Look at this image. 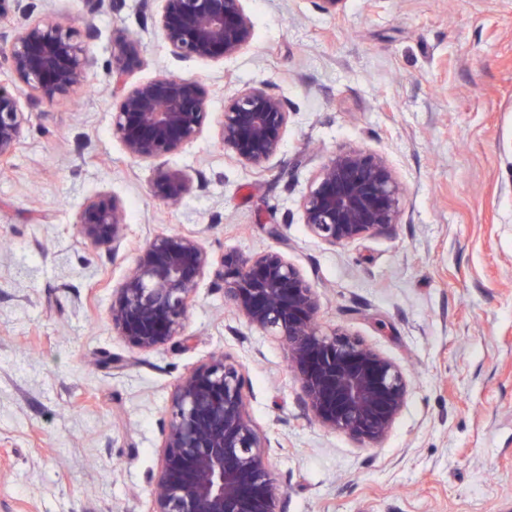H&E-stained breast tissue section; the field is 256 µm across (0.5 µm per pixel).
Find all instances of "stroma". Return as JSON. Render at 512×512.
<instances>
[{
  "label": "stroma",
  "instance_id": "stroma-1",
  "mask_svg": "<svg viewBox=\"0 0 512 512\" xmlns=\"http://www.w3.org/2000/svg\"><path fill=\"white\" fill-rule=\"evenodd\" d=\"M96 30V65L68 97L32 108L0 164V512H146L171 392L227 354L267 439L278 512H512V0H246L253 42L222 63L180 61L154 24L159 0H36ZM138 41L129 83L201 81L204 134L143 163L112 133V41ZM266 83L291 119L279 154L250 168L225 152L234 95ZM358 148L406 188L399 224L331 247L301 222L321 164ZM193 180L173 206L159 169ZM118 198L126 243H87L93 198ZM198 234L225 253L277 250L314 285L324 331L346 330L400 365L409 388L387 436L361 445L305 417L285 342L201 281L182 337L151 351L112 330V293L154 235Z\"/></svg>",
  "mask_w": 512,
  "mask_h": 512
}]
</instances>
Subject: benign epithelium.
I'll list each match as a JSON object with an SVG mask.
<instances>
[{
  "instance_id": "obj_1",
  "label": "benign epithelium",
  "mask_w": 512,
  "mask_h": 512,
  "mask_svg": "<svg viewBox=\"0 0 512 512\" xmlns=\"http://www.w3.org/2000/svg\"><path fill=\"white\" fill-rule=\"evenodd\" d=\"M245 0H161L156 25L170 54L180 60L219 62L253 39ZM32 0H0V15L26 22L0 30V68L24 84L0 82V161L20 143L26 109L83 85L95 61L85 40L95 35L46 15L30 20ZM138 61L136 41L122 37L112 51V80L121 92L112 131L126 154L155 162L197 140L209 120L207 93L193 78L164 74L126 87ZM290 112L267 85L247 87L224 108L220 139L241 162L265 167L280 152ZM179 171H160L155 197L175 201L190 190ZM404 189L386 160L361 149L334 153L318 170L300 202L302 223L329 246L348 245L400 223ZM94 247L118 251L125 239L121 204L88 201L77 220ZM212 262L198 236L164 233L148 239L132 271L112 295V329L132 346L150 351L181 334L190 303ZM224 303L254 328L284 339L300 403L310 419L361 444L382 440L400 414L407 383L400 366L356 335L325 332L318 323L313 285L279 251L224 254L215 272ZM241 365L211 357L175 386L163 429L161 464L150 512H275L276 488L267 466L268 442L250 417Z\"/></svg>"
}]
</instances>
